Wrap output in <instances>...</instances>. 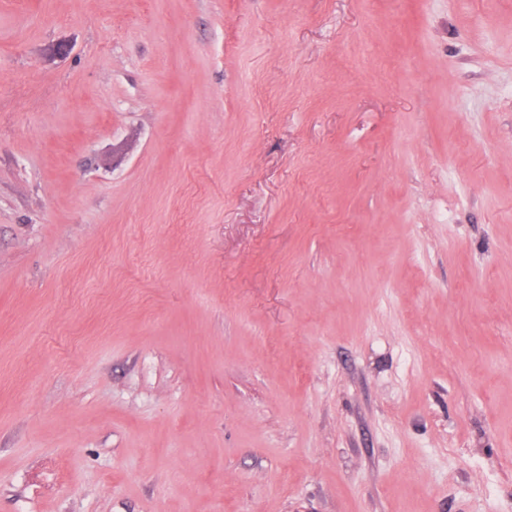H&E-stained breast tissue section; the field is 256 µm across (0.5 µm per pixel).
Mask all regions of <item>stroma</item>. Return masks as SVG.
<instances>
[{
  "instance_id": "obj_1",
  "label": "stroma",
  "mask_w": 512,
  "mask_h": 512,
  "mask_svg": "<svg viewBox=\"0 0 512 512\" xmlns=\"http://www.w3.org/2000/svg\"><path fill=\"white\" fill-rule=\"evenodd\" d=\"M0 512H512V0H0Z\"/></svg>"
}]
</instances>
